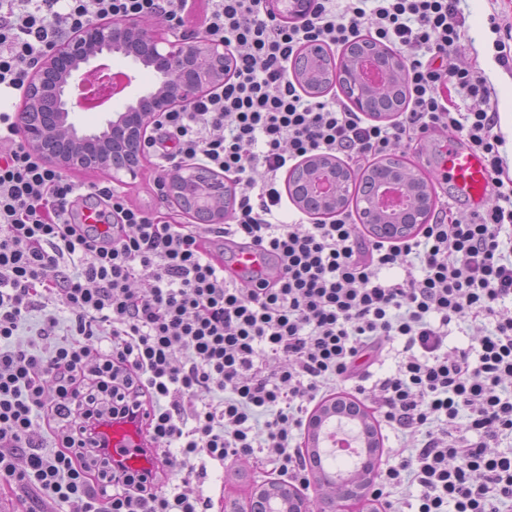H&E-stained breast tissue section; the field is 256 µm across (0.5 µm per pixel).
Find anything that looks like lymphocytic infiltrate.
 <instances>
[{
	"label": "lymphocytic infiltrate",
	"instance_id": "f902f5d3",
	"mask_svg": "<svg viewBox=\"0 0 512 512\" xmlns=\"http://www.w3.org/2000/svg\"><path fill=\"white\" fill-rule=\"evenodd\" d=\"M294 23L264 0H209L205 36L234 66L191 110L156 121L143 153L234 185L224 227L184 224L129 203L110 182H78L0 110V482L34 487L63 512H212L187 493L207 463L240 459L309 487L298 449L312 407L349 385L400 434L394 464L372 488L383 512H504L512 455V178L495 133L497 94L480 72L451 65L465 20L459 0H314ZM195 0H0V87L21 89L57 44L95 20L163 17L185 27ZM405 60L407 103L380 123L343 101L308 100L288 64L309 42L361 38ZM475 98L481 109L463 112ZM442 129L488 158L496 204L439 208L401 240L365 236L351 211L287 223L280 175L314 154L364 169ZM100 210L110 236L76 222ZM262 245L277 281L246 286L226 258ZM398 268L402 280L385 278ZM56 303L47 311V303ZM35 335H23L34 312ZM480 327L476 352L452 349L448 327ZM65 328L55 341L57 328ZM402 341L396 370L369 381L365 361ZM145 412L157 474L119 472L98 422ZM180 485H171L170 472ZM419 489L416 499L405 487Z\"/></svg>",
	"mask_w": 512,
	"mask_h": 512
}]
</instances>
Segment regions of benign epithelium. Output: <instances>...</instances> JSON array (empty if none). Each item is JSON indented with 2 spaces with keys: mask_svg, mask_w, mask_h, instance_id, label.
<instances>
[{
  "mask_svg": "<svg viewBox=\"0 0 512 512\" xmlns=\"http://www.w3.org/2000/svg\"><path fill=\"white\" fill-rule=\"evenodd\" d=\"M313 8V0H271L270 13L279 19L299 20ZM145 54L155 75L152 88L132 97L128 89L132 76L122 70L115 93L124 97L123 109L105 120L104 131L122 151L109 150L100 132L85 133L75 123L76 113L85 109L86 82L96 72L98 61L115 55L130 57V52ZM230 54L224 44L203 36H177L170 40L135 21L106 23L93 21L77 35L51 49L35 78L24 93L21 122L26 141L49 155L62 169L94 163L112 172L135 179L140 171V156L147 132L165 112L188 110L202 93L224 81ZM340 79L353 87L354 106L364 112L371 91L387 84L389 73L377 58L367 54L348 66H338ZM317 168L312 187L327 186L326 196L345 195L347 183L336 178V159L322 155L309 158L300 167ZM164 192L176 205L200 224L224 222V209L210 202L223 194L224 179L208 170L185 164L162 183ZM374 471L363 468L354 481L340 487L334 502H349L365 496Z\"/></svg>",
  "mask_w": 512,
  "mask_h": 512,
  "instance_id": "obj_1",
  "label": "benign epithelium"
}]
</instances>
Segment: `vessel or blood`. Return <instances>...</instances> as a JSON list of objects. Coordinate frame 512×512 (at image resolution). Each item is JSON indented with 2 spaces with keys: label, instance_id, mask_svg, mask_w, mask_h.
<instances>
[{
  "label": "vessel or blood",
  "instance_id": "b4317fda",
  "mask_svg": "<svg viewBox=\"0 0 512 512\" xmlns=\"http://www.w3.org/2000/svg\"><path fill=\"white\" fill-rule=\"evenodd\" d=\"M438 174L447 177L457 196L471 203L474 209L486 208L491 175L480 152L456 141L449 143L443 151ZM147 427L148 420L141 412L102 426L115 466L140 472L162 469L161 457L148 449Z\"/></svg>",
  "mask_w": 512,
  "mask_h": 512
}]
</instances>
